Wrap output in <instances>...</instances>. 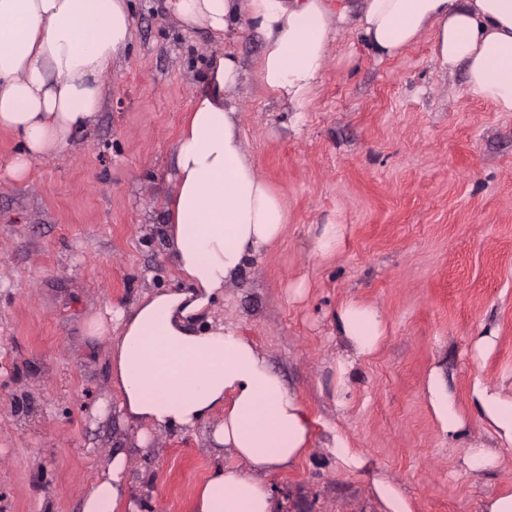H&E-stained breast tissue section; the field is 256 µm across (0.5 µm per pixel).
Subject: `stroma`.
<instances>
[{
  "label": "stroma",
  "mask_w": 512,
  "mask_h": 512,
  "mask_svg": "<svg viewBox=\"0 0 512 512\" xmlns=\"http://www.w3.org/2000/svg\"><path fill=\"white\" fill-rule=\"evenodd\" d=\"M134 35L105 76L95 124L56 155L32 160L0 131V512H81L112 451L131 457L132 512H192L199 484L235 464L216 445L217 416L194 429L138 432L118 411L107 336L89 329L107 306L180 287L164 203L175 148L211 59L230 51L243 144L288 207L282 240L224 287L212 316L234 323L299 398L311 422L306 454L267 484L280 512H379L380 475L414 512H481L512 490V446L495 468L468 464L485 440L470 409L474 381L512 394V112L470 96L463 69H442L429 37L379 59L347 23L305 111L259 80L262 38L184 29L166 0H128ZM344 224L341 244L314 249L319 223ZM377 307L385 335L356 358L334 314ZM494 331L479 356L476 336ZM441 371L466 430L444 432L426 395ZM367 456L342 468L330 430Z\"/></svg>",
  "instance_id": "1"
}]
</instances>
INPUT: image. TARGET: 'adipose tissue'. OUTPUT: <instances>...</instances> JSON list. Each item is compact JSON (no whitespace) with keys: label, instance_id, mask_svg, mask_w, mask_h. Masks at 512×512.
Returning a JSON list of instances; mask_svg holds the SVG:
<instances>
[{"label":"adipose tissue","instance_id":"obj_1","mask_svg":"<svg viewBox=\"0 0 512 512\" xmlns=\"http://www.w3.org/2000/svg\"><path fill=\"white\" fill-rule=\"evenodd\" d=\"M357 30L379 58H393L431 36L445 69L463 68L471 95L512 112V0H361ZM190 29L221 35L256 29L262 37L259 78L294 111H305L347 20L348 6L327 0H168ZM132 36L127 0H0V130L19 136L12 162L24 179L30 162L51 156L74 130L91 125L104 98L103 77ZM240 61L217 55L176 147V189L165 204L173 264L185 285L145 294L130 308L95 318L109 334L112 389L139 436L195 428L219 415L213 440L242 461L201 483L193 512H274L264 478L294 466L310 442V420L297 396L236 325L209 316L227 282L282 238L288 208L259 176L241 137L233 90ZM208 319L199 327L200 319ZM337 331L357 355L378 348L379 310L356 301L335 313ZM428 394L443 431L466 421L442 375ZM471 410L492 444L472 448L473 469L492 467L497 445H512V394L475 382ZM128 456L117 451L82 512H129Z\"/></svg>","mask_w":512,"mask_h":512}]
</instances>
